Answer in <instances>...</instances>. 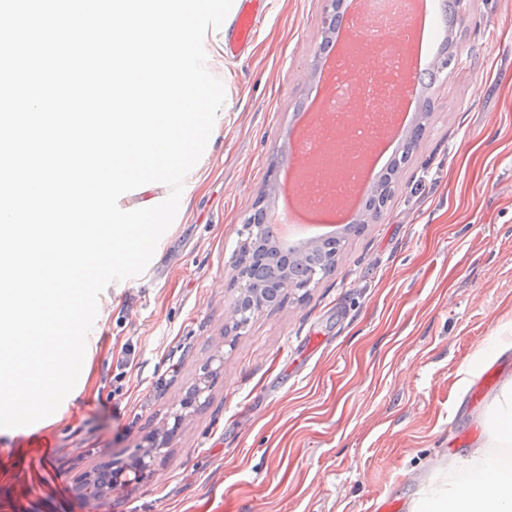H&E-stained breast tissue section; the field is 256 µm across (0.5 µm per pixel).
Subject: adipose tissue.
<instances>
[{
	"mask_svg": "<svg viewBox=\"0 0 512 512\" xmlns=\"http://www.w3.org/2000/svg\"><path fill=\"white\" fill-rule=\"evenodd\" d=\"M484 425L485 439L465 458L418 479L408 512H512V380L492 396Z\"/></svg>",
	"mask_w": 512,
	"mask_h": 512,
	"instance_id": "1",
	"label": "adipose tissue"
}]
</instances>
